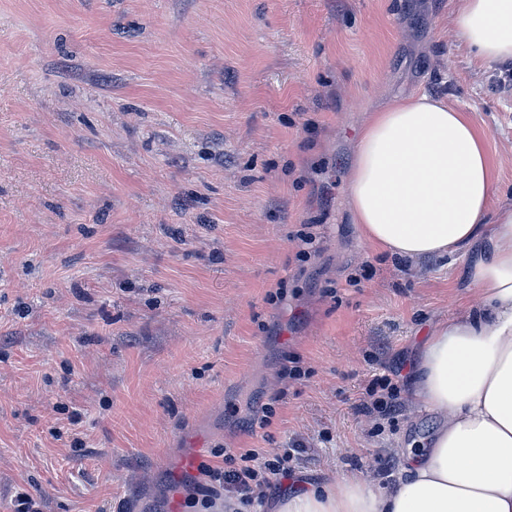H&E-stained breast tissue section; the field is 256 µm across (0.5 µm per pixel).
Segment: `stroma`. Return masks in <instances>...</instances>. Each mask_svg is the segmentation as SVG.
<instances>
[{
  "instance_id": "stroma-1",
  "label": "stroma",
  "mask_w": 512,
  "mask_h": 512,
  "mask_svg": "<svg viewBox=\"0 0 512 512\" xmlns=\"http://www.w3.org/2000/svg\"><path fill=\"white\" fill-rule=\"evenodd\" d=\"M451 9L0 0V512L22 491L40 512H201L180 463L228 448L389 486L434 418L364 416L362 391L410 384L477 294L461 256L364 242L355 131L445 95L512 185V63L458 46Z\"/></svg>"
}]
</instances>
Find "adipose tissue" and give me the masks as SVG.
I'll return each instance as SVG.
<instances>
[{
    "label": "adipose tissue",
    "instance_id": "adipose-tissue-1",
    "mask_svg": "<svg viewBox=\"0 0 512 512\" xmlns=\"http://www.w3.org/2000/svg\"><path fill=\"white\" fill-rule=\"evenodd\" d=\"M455 40L485 64L512 62V0H454ZM347 206L376 250L460 253L479 303L424 341L409 407L439 421L411 440L395 481L350 474L284 489L277 512H512V205L485 133L427 94L369 112L353 146Z\"/></svg>",
    "mask_w": 512,
    "mask_h": 512
}]
</instances>
